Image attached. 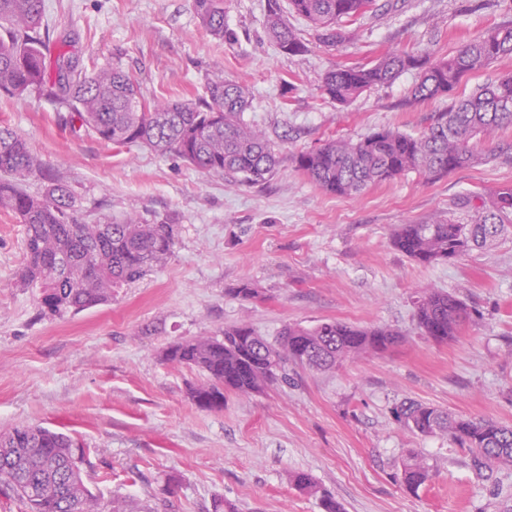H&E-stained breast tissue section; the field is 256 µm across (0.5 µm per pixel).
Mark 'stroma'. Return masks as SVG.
Instances as JSON below:
<instances>
[{
	"label": "stroma",
	"mask_w": 512,
	"mask_h": 512,
	"mask_svg": "<svg viewBox=\"0 0 512 512\" xmlns=\"http://www.w3.org/2000/svg\"><path fill=\"white\" fill-rule=\"evenodd\" d=\"M268 4L224 0L234 35L225 42L199 26L193 0H45L48 59L63 51L86 66L119 63L148 98H195L216 75L245 84L244 119L281 162L256 184L203 173L139 145H106L38 94L0 93V126L75 192L86 221L143 214L176 224L164 267L105 304L53 318L38 289L15 287L25 229L0 213V431L29 424L79 438L87 485L113 512H212L217 499L238 512H321L291 485L294 471L310 473L345 512H512V470L479 476L448 439L417 435L391 414L410 398L512 426V235L433 265L391 242L403 224L469 221L457 199L512 187V158L436 180L410 172L355 197L324 192L291 162L332 138L423 131L448 101L405 106L415 72L346 104L325 98L324 74L393 50L452 54L512 23V0H376L333 47L292 13L309 42L296 56L268 38ZM244 282L255 298L236 295ZM432 288L471 312L444 344L415 320L416 297ZM326 320L388 327L403 341L330 372L289 367L287 382L226 394L220 411L189 396L202 373L162 360L174 342L242 322L272 341L285 326ZM410 449L436 472L415 494L398 480Z\"/></svg>",
	"instance_id": "obj_1"
}]
</instances>
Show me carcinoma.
I'll list each match as a JSON object with an SVG mask.
<instances>
[{
  "label": "carcinoma",
  "instance_id": "obj_1",
  "mask_svg": "<svg viewBox=\"0 0 512 512\" xmlns=\"http://www.w3.org/2000/svg\"><path fill=\"white\" fill-rule=\"evenodd\" d=\"M375 0H288V8L315 28L318 40L334 46L346 38L342 23L369 11ZM201 28L220 40L224 0H193ZM44 0H0V91L14 97L43 92L75 112L81 126L116 147L141 144L174 155L195 169L261 181L279 163L268 139L247 125L250 89L222 77L206 80L195 100H149L134 77L117 65L80 68L64 53L49 73L44 49ZM266 30L280 52L309 50L288 25L278 0H270ZM503 56H512V25L488 28L455 54L393 51L370 66L340 65L322 79L323 94L344 104L365 91L389 85L415 70L418 80L411 105L448 98V109L432 117L418 134L379 130L352 142L331 139L292 157L297 170L323 191L354 197L369 186L410 171L439 178L483 159L505 155L511 145L493 143L497 130L512 125V73L477 87L464 99L454 91L469 73ZM34 175L45 180L38 196L23 183ZM473 212L463 224H403L393 245L411 260L431 265L457 258L474 248L495 245L512 228V188L488 199L460 201ZM0 211L25 226L22 267L17 288H37L45 313L62 317L112 299V290L134 283L163 267L175 244V224L168 219L129 216L120 222L83 220L73 191L45 173L42 162L13 129L0 126ZM470 318L464 302L433 290L416 300L422 334L437 343L455 339ZM401 342L389 328L364 329L329 320L313 328L288 326L270 342L247 323L224 329L222 337L202 336L173 343L163 360L202 372L207 381L190 388L202 408H224V393L252 395L280 378L290 364L330 369L363 353L383 354ZM395 419L422 435H446L471 458L476 470L512 467V427L482 418L453 415L431 404L405 400L392 409ZM89 449L77 438L42 426L17 425L0 431V494L17 501L23 512H111L86 486ZM435 477L416 451L406 454L404 487L416 493ZM296 490L318 496L322 512H343L342 504L320 490L312 476L295 472Z\"/></svg>",
  "mask_w": 512,
  "mask_h": 512
}]
</instances>
